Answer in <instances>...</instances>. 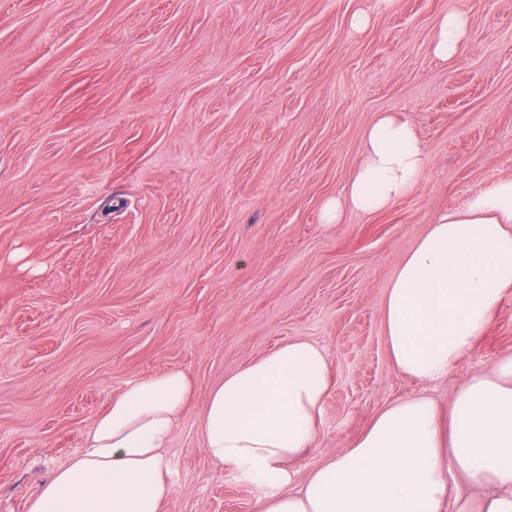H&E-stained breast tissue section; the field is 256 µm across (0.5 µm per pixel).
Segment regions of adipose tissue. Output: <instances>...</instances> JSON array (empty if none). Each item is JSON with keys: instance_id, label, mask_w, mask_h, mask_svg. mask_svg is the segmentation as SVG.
Segmentation results:
<instances>
[{"instance_id": "1", "label": "adipose tissue", "mask_w": 512, "mask_h": 512, "mask_svg": "<svg viewBox=\"0 0 512 512\" xmlns=\"http://www.w3.org/2000/svg\"><path fill=\"white\" fill-rule=\"evenodd\" d=\"M467 19L438 22L432 51L452 60ZM427 154L400 112L366 128L344 208H389L423 176ZM512 291V179L485 186L445 212L399 263L382 306L389 357L422 382L447 375L485 334ZM332 363L319 344L296 339L225 377L208 397L206 455L269 487L257 512H445L450 479L483 490L478 512H512V357L495 374L471 377L448 413L418 395L380 410L351 448L313 469L294 489L287 462L314 447ZM192 391L179 370L127 382L87 430L80 453L30 500L28 512H162L172 494L165 450Z\"/></svg>"}]
</instances>
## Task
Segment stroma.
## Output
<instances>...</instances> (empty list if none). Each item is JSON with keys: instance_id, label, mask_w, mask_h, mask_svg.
Wrapping results in <instances>:
<instances>
[{"instance_id": "stroma-1", "label": "stroma", "mask_w": 512, "mask_h": 512, "mask_svg": "<svg viewBox=\"0 0 512 512\" xmlns=\"http://www.w3.org/2000/svg\"><path fill=\"white\" fill-rule=\"evenodd\" d=\"M450 12L468 45L445 62ZM381 112L415 126L421 181L323 223ZM507 178L512 0H0V512H27L127 381L171 369L194 393L163 512H254L201 419L224 377L296 338L335 384L294 480L393 401L448 407L512 356V294L434 382L396 370L382 304L437 215ZM467 19L461 13H449L438 22L432 39L433 53L444 61L452 60L463 47Z\"/></svg>"}]
</instances>
